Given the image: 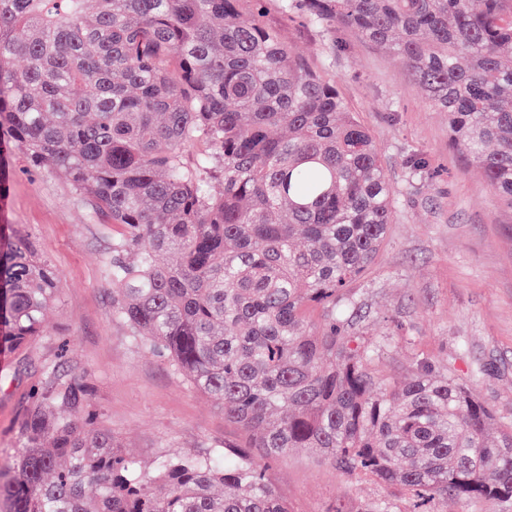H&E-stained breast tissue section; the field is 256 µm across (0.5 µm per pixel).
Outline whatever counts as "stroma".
Instances as JSON below:
<instances>
[{
    "label": "stroma",
    "mask_w": 512,
    "mask_h": 512,
    "mask_svg": "<svg viewBox=\"0 0 512 512\" xmlns=\"http://www.w3.org/2000/svg\"><path fill=\"white\" fill-rule=\"evenodd\" d=\"M265 21L329 79L370 129L395 198L394 220L368 272L353 286L361 317L352 335L386 337L378 368L405 378L415 355L466 383L497 425L512 420V207L482 179L477 158L448 147V116L430 103L403 60L352 30L328 37L269 4ZM428 163L413 174L409 157ZM5 202L0 233L31 232L61 278L45 334L31 345L0 343V463L23 451L22 421L53 364L87 374L98 423L145 470L162 456L199 455L237 438L219 400L201 395L159 356L141 349L112 319L113 288L102 267L121 228L94 221L64 174L0 156ZM268 481L293 512H364L395 489L338 472L313 448L271 464Z\"/></svg>",
    "instance_id": "1"
}]
</instances>
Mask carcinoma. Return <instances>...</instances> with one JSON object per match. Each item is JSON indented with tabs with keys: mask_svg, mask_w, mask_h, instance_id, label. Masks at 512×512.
<instances>
[{
	"mask_svg": "<svg viewBox=\"0 0 512 512\" xmlns=\"http://www.w3.org/2000/svg\"><path fill=\"white\" fill-rule=\"evenodd\" d=\"M86 2L0 0V136L123 227L103 262L112 318L221 401L239 440L145 471L85 414L84 378L51 370L26 451L0 467L8 512H292L256 448L269 463L317 448L342 474L398 487L407 505L380 498L366 512H434L442 498L512 512V425L488 439L491 408L418 356L403 382L383 379L385 343L348 331L350 287L394 202L335 82L265 23L266 0H94L92 13ZM279 8L401 57L448 113L449 146L481 159L512 205V0ZM15 57L27 65L10 68ZM58 299L51 261L27 233L9 236L0 338L34 342Z\"/></svg>",
	"mask_w": 512,
	"mask_h": 512,
	"instance_id": "cac0c4a2",
	"label": "carcinoma"
}]
</instances>
